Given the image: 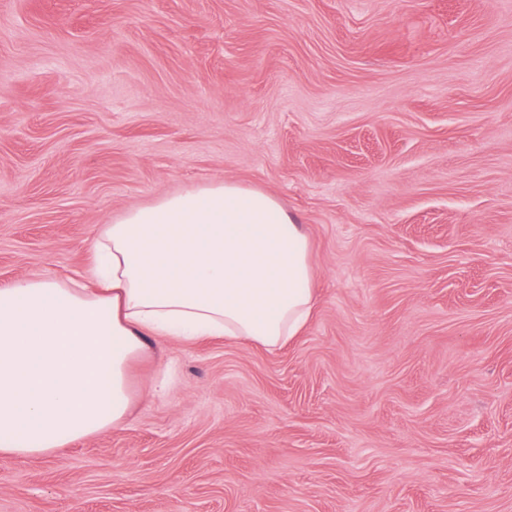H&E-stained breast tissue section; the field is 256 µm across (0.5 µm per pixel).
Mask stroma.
I'll return each instance as SVG.
<instances>
[{"mask_svg": "<svg viewBox=\"0 0 512 512\" xmlns=\"http://www.w3.org/2000/svg\"><path fill=\"white\" fill-rule=\"evenodd\" d=\"M224 180L307 235L302 335L153 345L0 512H512V0H0L1 286Z\"/></svg>", "mask_w": 512, "mask_h": 512, "instance_id": "obj_1", "label": "stroma"}]
</instances>
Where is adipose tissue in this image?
Returning a JSON list of instances; mask_svg holds the SVG:
<instances>
[{
    "label": "adipose tissue",
    "mask_w": 512,
    "mask_h": 512,
    "mask_svg": "<svg viewBox=\"0 0 512 512\" xmlns=\"http://www.w3.org/2000/svg\"><path fill=\"white\" fill-rule=\"evenodd\" d=\"M94 287L0 286V455L37 457L125 425L128 370L151 343L210 336L277 348L315 306L309 242L278 200L194 186L101 225Z\"/></svg>",
    "instance_id": "adipose-tissue-1"
}]
</instances>
